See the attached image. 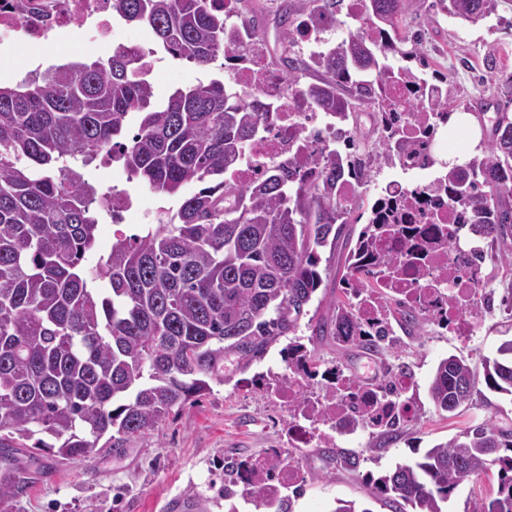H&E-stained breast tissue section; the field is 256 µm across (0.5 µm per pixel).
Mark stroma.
Returning a JSON list of instances; mask_svg holds the SVG:
<instances>
[{
    "mask_svg": "<svg viewBox=\"0 0 512 512\" xmlns=\"http://www.w3.org/2000/svg\"><path fill=\"white\" fill-rule=\"evenodd\" d=\"M433 16L425 31L422 76L430 82L439 75L447 77L458 111L472 112L483 140H490L498 108L512 113V0H495L494 13L473 22L458 21L438 8ZM111 52V44L93 40L79 30L49 46L13 36L0 42V66L21 73L33 63L47 66L63 58ZM154 63V99L159 103L176 87L197 80L220 77L225 84L233 82L232 74L222 73L215 63L197 68L163 51L157 52ZM391 177L409 184L420 181L417 172L403 170L396 163L369 169L356 194L347 199L346 219L353 231L365 226L377 185ZM91 179L140 197L141 211L126 215L127 227L133 232L155 223L159 206L177 204L176 199L157 196L142 183L127 182L125 174L110 166L94 170ZM319 256L323 282L309 310L316 319L328 320L336 313L338 280L347 250L341 245L325 247ZM390 312L401 345L382 356L339 343L332 336L311 340V331L304 325L297 332L301 339L310 340V348L321 363L336 366L358 381H367L371 373L382 374L392 366L405 365L416 377L412 398L418 416L387 444L366 429L355 437L337 439L338 449L357 460L351 470L337 464L335 452L322 447L298 453L309 476L300 498L293 500L291 512H332L339 499L369 501L371 476L411 461L469 422L491 417L512 427V403L492 392L477 395L468 413L452 418L439 415L428 395L431 372L442 358L451 354L475 360L495 356L501 341L512 336V313L499 308L490 314L471 311L473 336L464 347L431 320L421 324L418 331L407 332L400 327L398 305H391ZM283 367L279 348H271L245 373L224 383L211 382L194 404L173 411L154 431L130 441L121 454L102 450L86 461L50 460L31 467L29 489L0 498V512H162L163 505L177 497L193 500L201 512H260L255 505L235 506L225 500L224 460L259 455L282 440L288 414L262 379Z\"/></svg>",
    "mask_w": 512,
    "mask_h": 512,
    "instance_id": "obj_1",
    "label": "stroma"
}]
</instances>
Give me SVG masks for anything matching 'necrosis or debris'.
<instances>
[{
  "label": "necrosis or debris",
  "mask_w": 512,
  "mask_h": 512,
  "mask_svg": "<svg viewBox=\"0 0 512 512\" xmlns=\"http://www.w3.org/2000/svg\"><path fill=\"white\" fill-rule=\"evenodd\" d=\"M73 25L99 39L111 37L112 11L107 0H0L1 33L22 34L43 43L57 40ZM230 68L238 86L257 90L258 101L271 119L268 130L252 143L248 156L237 165V182L257 180L274 163L306 164L335 137V114L310 110L303 88L289 87L257 50L231 60ZM410 195V186L391 180L374 202L377 211L403 205V222L413 229L406 243L384 239L378 241V248L399 254L408 247L412 256L395 277L378 280L372 288L356 293L354 313L367 330L388 328V300L394 297L435 316L449 335L467 343L471 324L462 308L474 299L477 286L472 266L458 258L459 252L468 248L464 219L447 203L424 196L404 206V198ZM431 224L453 242L454 251H430L422 231ZM414 385L406 373L393 376L385 384H365L349 380L332 367L316 372L300 365L290 367L274 383L277 397L292 411L285 440L235 465L229 479L239 498L263 504L282 500L287 490L299 487L304 478L302 467L289 459V449L332 447L338 428L355 411H364L376 430L390 423L411 422L416 416L410 398Z\"/></svg>",
  "instance_id": "necrosis-or-debris-1"
}]
</instances>
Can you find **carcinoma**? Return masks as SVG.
<instances>
[{"label":"carcinoma","instance_id":"carcinoma-1","mask_svg":"<svg viewBox=\"0 0 512 512\" xmlns=\"http://www.w3.org/2000/svg\"><path fill=\"white\" fill-rule=\"evenodd\" d=\"M413 0H365L353 29L327 41L311 58L323 75L308 89L312 109L352 116L354 100L381 107L373 159L401 150L400 112L452 113L447 78L415 86L399 108L378 88L414 70L389 58H422L421 34L399 35ZM464 21L490 14V0H439ZM112 13L140 25L176 59L206 67L220 55L244 51L240 28L257 29V16L224 15V0H112ZM274 23L288 43L293 21L283 4ZM139 52L126 45L107 58L37 69L0 82V495L28 488L15 466L20 450L30 462L48 457L80 461L98 444L117 452L164 422L174 409L208 389L207 380L241 373L290 337L284 358L303 351L295 338L322 282L318 249L336 246L347 223L341 178L362 182L361 162L332 149L313 160L268 168L243 185L229 172L265 127L255 93L228 89L213 78L175 89L154 103ZM282 74L300 80L307 67L284 57ZM351 91L346 98L337 89ZM136 132L126 137L130 122ZM123 168L160 196L161 208L143 233L118 231L107 255L88 267L101 212H112L86 176L101 159ZM195 185L198 190L185 193ZM479 227L492 242L512 236V119L502 113L481 154L448 164L443 182L429 188ZM407 234L393 221L366 224L351 255L369 239ZM399 257L370 253L361 269L339 282L346 300L336 318L314 335L347 336V343L381 352L372 339L353 337L352 294L378 274H394ZM512 398V338L480 365L450 355L428 386L435 409L458 416L480 393ZM498 467L497 488L472 512H512V429L487 419L473 423L419 458L372 479L393 512H447L462 483Z\"/></svg>","mask_w":512,"mask_h":512}]
</instances>
